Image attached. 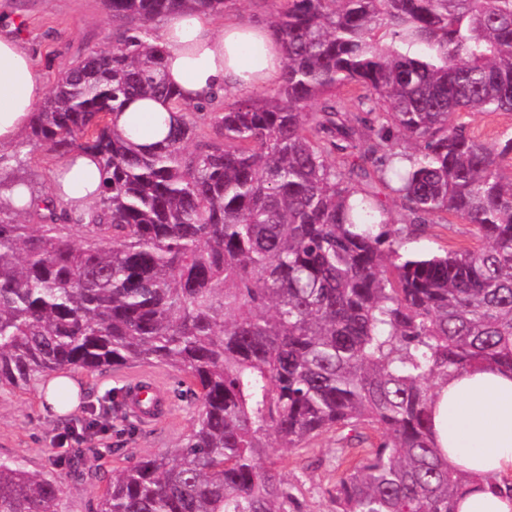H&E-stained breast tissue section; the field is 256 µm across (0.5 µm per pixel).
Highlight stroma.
Returning a JSON list of instances; mask_svg holds the SVG:
<instances>
[{
	"instance_id": "1",
	"label": "stroma",
	"mask_w": 512,
	"mask_h": 512,
	"mask_svg": "<svg viewBox=\"0 0 512 512\" xmlns=\"http://www.w3.org/2000/svg\"><path fill=\"white\" fill-rule=\"evenodd\" d=\"M120 27L103 0H0V34L18 38L51 84L77 57L110 49ZM478 242L475 226L455 219L406 235L402 250L433 254ZM71 376L81 388V404L63 417L43 412L37 386L0 390V459L61 478L57 512H96L113 472L149 453L177 451L192 428L198 405L184 396L181 373L165 365L128 364L93 373L75 370ZM143 379L161 385L170 396L168 416L152 426L138 422L121 404L126 388ZM91 419L98 421V428H88ZM70 430L83 436L84 464L77 472L59 464L67 452L60 440ZM336 448L335 434L327 433L310 447L274 451L281 473L298 485L306 512H332L328 491L336 478Z\"/></svg>"
}]
</instances>
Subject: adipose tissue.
<instances>
[{"label": "adipose tissue", "instance_id": "1", "mask_svg": "<svg viewBox=\"0 0 512 512\" xmlns=\"http://www.w3.org/2000/svg\"><path fill=\"white\" fill-rule=\"evenodd\" d=\"M155 43L164 79L185 103L222 99L229 91H261L278 84L285 64L269 24L245 23L234 12L215 28L210 15L184 10L168 16ZM48 89L31 54L14 38L0 37V148L30 129ZM139 148L161 142L171 121L167 103L137 99L113 118ZM97 160L71 153L57 168L51 195L81 208L101 191ZM435 441L450 468L472 481L459 512H512V495L496 482L512 478V371L480 365L440 386L434 408Z\"/></svg>", "mask_w": 512, "mask_h": 512}]
</instances>
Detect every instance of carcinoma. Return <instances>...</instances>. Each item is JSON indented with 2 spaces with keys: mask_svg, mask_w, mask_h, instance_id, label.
I'll list each match as a JSON object with an SVG mask.
<instances>
[{
  "mask_svg": "<svg viewBox=\"0 0 512 512\" xmlns=\"http://www.w3.org/2000/svg\"><path fill=\"white\" fill-rule=\"evenodd\" d=\"M227 2L107 0L124 29L61 72L31 127L98 157L88 207L15 208L24 161L0 153V386L128 362L185 375L186 442L112 476L97 512H304L270 449L330 431L334 512H457L470 478L435 443V391L512 370V134L463 121L512 113V0H280L270 97L190 114L148 37ZM134 98L180 110L151 150L111 123ZM446 216L481 244L400 252ZM61 486L0 459V512H54ZM464 120L471 132L482 141L491 142L503 132H512V114L470 112L464 116Z\"/></svg>",
  "mask_w": 512,
  "mask_h": 512,
  "instance_id": "carcinoma-1",
  "label": "carcinoma"
}]
</instances>
